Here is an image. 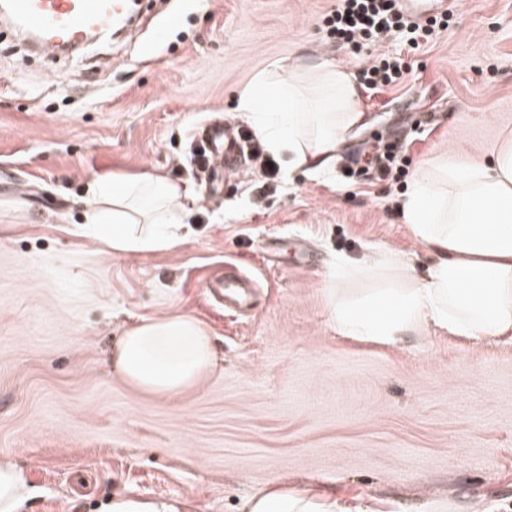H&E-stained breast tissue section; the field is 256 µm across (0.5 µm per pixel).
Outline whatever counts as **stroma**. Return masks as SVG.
I'll return each mask as SVG.
<instances>
[{"label": "stroma", "mask_w": 512, "mask_h": 512, "mask_svg": "<svg viewBox=\"0 0 512 512\" xmlns=\"http://www.w3.org/2000/svg\"><path fill=\"white\" fill-rule=\"evenodd\" d=\"M337 0H142L150 25L49 61L0 24V461L22 468L21 512H101L112 497L175 512H246L273 489L336 512H512V339L433 328L385 345L339 335L324 286L337 257H423L400 207L442 148L512 128V0H456L433 42H400L404 86L360 88L367 128L326 171L263 178L250 158L210 191L198 129L248 123L237 96L294 54L360 72L329 40ZM406 139L408 174L346 178L375 136ZM160 174L198 196L195 233L142 257L83 235L96 174ZM254 285L225 307L205 283ZM188 312L214 373L162 397L116 375L141 320Z\"/></svg>", "instance_id": "1"}]
</instances>
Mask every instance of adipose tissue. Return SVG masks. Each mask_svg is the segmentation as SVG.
<instances>
[{
	"instance_id": "ef3b65f1",
	"label": "adipose tissue",
	"mask_w": 512,
	"mask_h": 512,
	"mask_svg": "<svg viewBox=\"0 0 512 512\" xmlns=\"http://www.w3.org/2000/svg\"><path fill=\"white\" fill-rule=\"evenodd\" d=\"M237 110L286 170H325L339 141L364 127L354 74L330 58L276 63L242 88ZM84 196L86 236L125 256L167 251L192 233L198 200L160 175L101 174ZM427 253L424 271L388 248L371 261L336 262L326 284L327 317L340 335L384 344L437 326L477 340L512 335V132L484 153L459 145L422 164L402 205ZM205 325L174 312L129 328L115 370L132 387L159 396L198 388L215 370ZM250 512H336L298 491L252 499Z\"/></svg>"
}]
</instances>
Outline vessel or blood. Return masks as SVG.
<instances>
[{"label": "vessel or blood", "instance_id": "obj_1", "mask_svg": "<svg viewBox=\"0 0 512 512\" xmlns=\"http://www.w3.org/2000/svg\"><path fill=\"white\" fill-rule=\"evenodd\" d=\"M410 15L428 18L450 9L449 0H404ZM139 0H0V11L20 30L37 36L38 46L60 47L83 44L89 33H111L123 18L137 17ZM203 138L213 146L212 164L233 168L239 161L240 143L230 128L208 127ZM226 303L248 306L251 300L247 280L225 278Z\"/></svg>", "mask_w": 512, "mask_h": 512}]
</instances>
